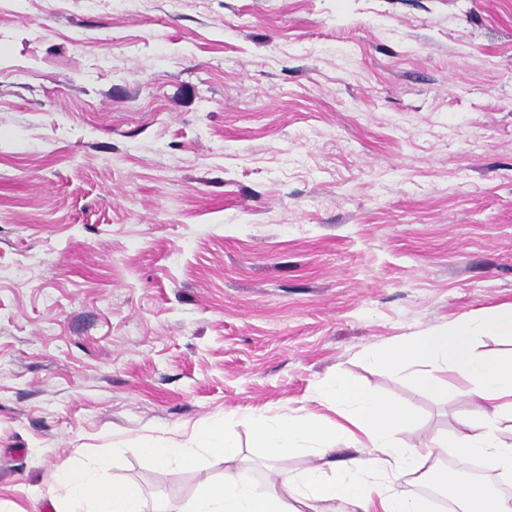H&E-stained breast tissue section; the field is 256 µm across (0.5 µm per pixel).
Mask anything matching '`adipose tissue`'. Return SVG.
I'll return each mask as SVG.
<instances>
[{
  "mask_svg": "<svg viewBox=\"0 0 512 512\" xmlns=\"http://www.w3.org/2000/svg\"><path fill=\"white\" fill-rule=\"evenodd\" d=\"M479 333L512 338V307L406 337L399 346L370 351L367 358L378 366L411 370L426 391L436 392L455 382L478 409L468 433L456 438L454 447L512 479V443L500 436L502 421L512 422V357H477L471 340ZM330 397L335 412L331 418L287 413L249 418L253 435L269 459L304 451L321 460L301 473L282 474L279 482L268 486L253 480L241 463L237 438L219 420L184 440L146 436L138 439L137 447L163 470L196 467L203 451L223 457V480L208 484L184 512H316L314 505L319 501L337 504V512H432L428 498L398 488L403 474L423 468L448 488L459 512H512L507 499L460 480L443 467L438 461L443 444L401 445L399 434L414 419L409 409L342 378L331 387ZM340 444L358 451L341 470L326 460ZM54 483L66 493L64 512H145L137 487L108 483L73 461L57 467Z\"/></svg>",
  "mask_w": 512,
  "mask_h": 512,
  "instance_id": "1",
  "label": "adipose tissue"
}]
</instances>
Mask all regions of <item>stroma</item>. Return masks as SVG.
<instances>
[{
    "instance_id": "obj_1",
    "label": "stroma",
    "mask_w": 512,
    "mask_h": 512,
    "mask_svg": "<svg viewBox=\"0 0 512 512\" xmlns=\"http://www.w3.org/2000/svg\"><path fill=\"white\" fill-rule=\"evenodd\" d=\"M512 305V0H0V512L63 461L182 512L143 435L327 414L336 378L476 407L375 347Z\"/></svg>"
}]
</instances>
